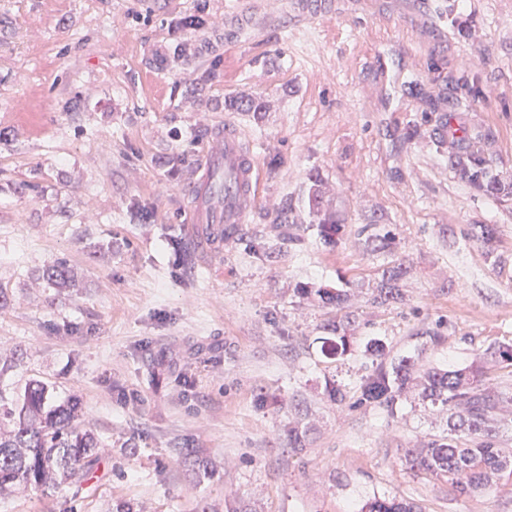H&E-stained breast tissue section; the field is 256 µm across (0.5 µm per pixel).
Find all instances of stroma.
<instances>
[{
	"label": "stroma",
	"mask_w": 512,
	"mask_h": 512,
	"mask_svg": "<svg viewBox=\"0 0 512 512\" xmlns=\"http://www.w3.org/2000/svg\"><path fill=\"white\" fill-rule=\"evenodd\" d=\"M326 2L228 43L237 0H0V394L38 380L50 405L80 396L100 442L82 493L29 487L0 512H360L375 497L512 512V475L463 493L407 462L441 417L358 390L374 342L448 369L512 345V201L469 189L431 140L447 116L512 169V0ZM191 15L202 25L180 27ZM227 121L262 201L217 249L186 216ZM314 193L344 220L338 243L310 222ZM475 224L495 225L492 246ZM377 235L389 250H370ZM59 259L76 287L44 279ZM399 263L414 268L402 300L373 304ZM311 288L354 295L338 312ZM338 318L353 349L332 357ZM187 446L217 475L194 479Z\"/></svg>",
	"instance_id": "1"
}]
</instances>
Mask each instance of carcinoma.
<instances>
[{"instance_id": "1", "label": "carcinoma", "mask_w": 512, "mask_h": 512, "mask_svg": "<svg viewBox=\"0 0 512 512\" xmlns=\"http://www.w3.org/2000/svg\"><path fill=\"white\" fill-rule=\"evenodd\" d=\"M448 163L462 181L477 193L512 196V180L496 171L478 139L465 145L450 143ZM309 214L318 225L320 237L332 243L340 236L343 219L321 209L312 196ZM409 273L402 266L383 269L373 289L372 303L385 304L401 298L398 282ZM46 281L56 288L72 286V269L64 261L50 265ZM323 304L343 308L347 294L343 290L316 289ZM336 337L327 341V351L344 356L351 351L345 325L332 328ZM493 366L512 369V346L500 345L489 352ZM362 404H373L394 413L402 397L414 391L418 402L447 415V430L429 438L410 454L412 465L435 476H446L460 492L488 487L505 473H512V455L496 446L501 428V412L512 403V395L498 390L490 369L472 364L463 369L420 370L413 357H403L387 365L377 362L360 379ZM47 386L29 382L23 394L8 402L0 395V499L20 488H81L87 469L96 461L98 444L95 434L81 425L75 403L50 407ZM185 461L197 477L211 473L208 464L193 450L185 449ZM360 512H417L413 504L396 499L377 498Z\"/></svg>"}]
</instances>
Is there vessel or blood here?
<instances>
[{
  "label": "vessel or blood",
  "instance_id": "obj_1",
  "mask_svg": "<svg viewBox=\"0 0 512 512\" xmlns=\"http://www.w3.org/2000/svg\"><path fill=\"white\" fill-rule=\"evenodd\" d=\"M307 12L308 0H245L239 11L228 15L230 34L275 17L282 6ZM187 221L209 225L214 236L234 232L261 202L260 176L255 157L241 130L225 124L210 141L204 174L191 189Z\"/></svg>",
  "mask_w": 512,
  "mask_h": 512
}]
</instances>
